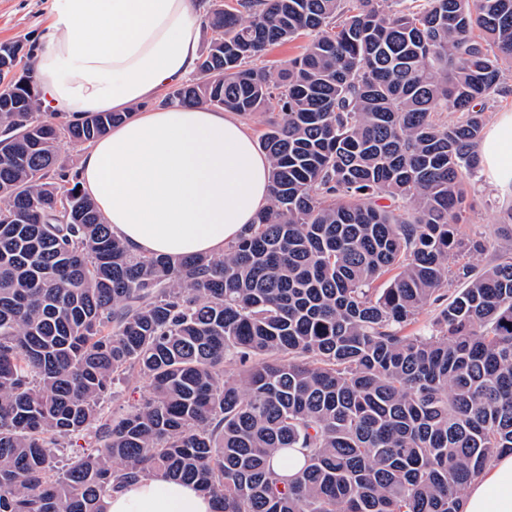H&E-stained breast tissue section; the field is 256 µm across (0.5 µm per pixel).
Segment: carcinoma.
Segmentation results:
<instances>
[{
  "label": "carcinoma",
  "mask_w": 512,
  "mask_h": 512,
  "mask_svg": "<svg viewBox=\"0 0 512 512\" xmlns=\"http://www.w3.org/2000/svg\"><path fill=\"white\" fill-rule=\"evenodd\" d=\"M205 25L163 101L278 112L271 202L220 256L129 253L58 163L124 114L45 120L32 49L0 62V512H102L141 477L216 512H460L512 453V257L449 266L512 0H209ZM303 33L287 70L251 65ZM134 389L124 383L112 387V395L109 397L107 406L113 413H121L130 405L137 403L142 397L148 395L149 387L145 379H141Z\"/></svg>",
  "instance_id": "1"
}]
</instances>
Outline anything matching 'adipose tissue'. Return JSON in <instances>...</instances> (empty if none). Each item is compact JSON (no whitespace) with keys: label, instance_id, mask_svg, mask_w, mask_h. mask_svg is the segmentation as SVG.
Returning <instances> with one entry per match:
<instances>
[{"label":"adipose tissue","instance_id":"adipose-tissue-1","mask_svg":"<svg viewBox=\"0 0 512 512\" xmlns=\"http://www.w3.org/2000/svg\"><path fill=\"white\" fill-rule=\"evenodd\" d=\"M34 76L50 110L79 119L123 112L78 156L81 189L136 255L223 253L268 207L271 164L234 115L157 101L196 69L193 0H53ZM475 152L487 183L512 196V113ZM103 512H214L195 485L144 477L105 496ZM461 512H512V454L474 479Z\"/></svg>","mask_w":512,"mask_h":512}]
</instances>
